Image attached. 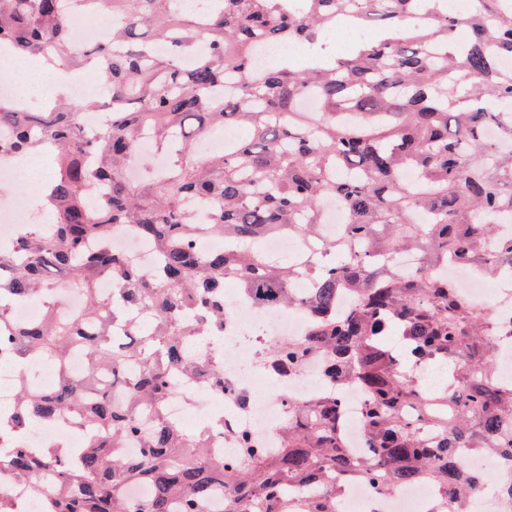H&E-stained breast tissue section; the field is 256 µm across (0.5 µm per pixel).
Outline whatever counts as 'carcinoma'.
Masks as SVG:
<instances>
[{
  "mask_svg": "<svg viewBox=\"0 0 512 512\" xmlns=\"http://www.w3.org/2000/svg\"><path fill=\"white\" fill-rule=\"evenodd\" d=\"M63 2L0 0V43L22 58L90 67L111 93V123L91 134L83 104L59 96L33 112L0 97V152L51 144L59 165L44 198L56 223L29 224L0 250V352L18 363L41 357L58 375L48 391L19 379L13 409L0 414V457L42 494L43 512H202L221 488L224 512H293L296 500L305 512H336L356 480L382 496L427 480L444 494L431 512H470V458L512 460V381L499 378L494 354V344H512V328L436 269L458 260L488 275L512 271V237L498 231V218L512 214V71L497 65L512 59V0H469L457 17L438 0H209L205 22L177 0H70L118 21L110 42L79 44ZM342 14L374 31L344 58L324 41ZM461 24L465 43L451 39ZM155 39L169 55L152 51ZM293 39L313 49L305 69L282 60L254 70L257 43ZM311 97L314 109L304 106ZM228 129L248 135L200 155V138ZM144 138L164 164L132 181ZM329 198L361 250L292 266L250 247L285 230L316 235ZM115 224L155 246L149 280L108 246ZM205 235L223 238L224 249L200 254ZM410 251L420 265L400 274L395 256ZM58 272L81 310L60 308ZM304 276L316 281L314 319L270 361L292 370L320 357L324 389L291 403L275 452L242 430L235 458L208 456L206 431L185 433L163 405L199 383L224 389L220 363L195 352L224 336V284L283 307L301 301L292 285ZM107 279L110 297L99 288ZM342 288L354 304L339 316ZM31 297L46 303L44 318L10 323L9 302ZM76 350L87 358L79 378L68 368ZM401 360L448 374L430 395ZM347 384L368 397L361 459L341 434L337 389ZM114 386L128 393L122 407ZM60 416L83 432V447L23 444L33 421ZM126 443L139 452L123 454ZM141 483L154 494L137 510L126 490Z\"/></svg>",
  "mask_w": 512,
  "mask_h": 512,
  "instance_id": "cac0c4a2",
  "label": "carcinoma"
}]
</instances>
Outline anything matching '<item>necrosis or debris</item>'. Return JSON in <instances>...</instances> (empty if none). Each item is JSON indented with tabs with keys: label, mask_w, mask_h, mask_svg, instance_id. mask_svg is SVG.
Segmentation results:
<instances>
[{
	"label": "necrosis or debris",
	"mask_w": 512,
	"mask_h": 512,
	"mask_svg": "<svg viewBox=\"0 0 512 512\" xmlns=\"http://www.w3.org/2000/svg\"><path fill=\"white\" fill-rule=\"evenodd\" d=\"M24 165L25 159L21 156L0 162V181L12 187L10 195L0 198V248L4 250L14 245L21 224L40 218L33 205L37 191ZM111 246L142 271H152L156 266L153 247L134 229H114ZM444 273L472 302L492 304L499 320H512V290L503 288L496 297H489L484 280L461 264H449ZM309 315L310 309L305 304L270 308L249 299H240L234 303L224 323L223 342L201 349V357L221 359L226 385L223 397L216 404L217 410L224 414V431L208 440L211 455H235L233 436L239 426L258 436L267 447L279 446L280 425L288 414L289 402L306 399L321 390L322 385L318 381L322 365L320 358L308 357L297 372L276 376L263 357L265 347L306 335ZM22 375L40 384L51 378L52 372L35 357L19 365L11 357L0 355L1 413L11 407L15 383ZM241 389L250 394L249 403L236 400L235 394ZM341 400L343 438L352 453H363L368 446L361 428L365 394L357 386L347 385L341 389ZM436 496L434 487L419 482L384 499L371 485L357 481L348 485L336 505V512H427Z\"/></svg>",
	"instance_id": "obj_1"
}]
</instances>
